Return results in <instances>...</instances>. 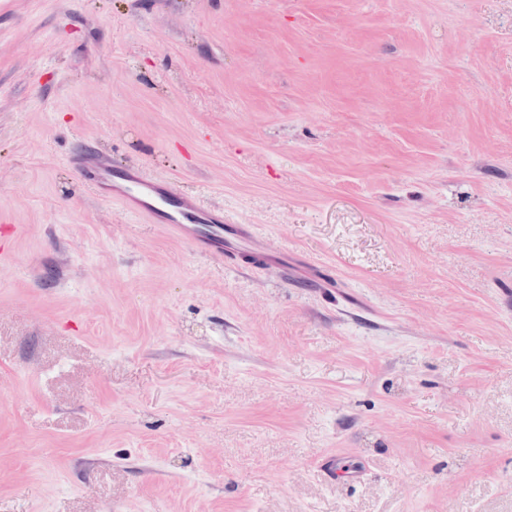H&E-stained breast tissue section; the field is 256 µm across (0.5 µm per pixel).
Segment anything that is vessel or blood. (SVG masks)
Here are the masks:
<instances>
[{
    "label": "vessel or blood",
    "instance_id": "b4317fda",
    "mask_svg": "<svg viewBox=\"0 0 512 512\" xmlns=\"http://www.w3.org/2000/svg\"><path fill=\"white\" fill-rule=\"evenodd\" d=\"M71 161L95 195L164 225L198 254L218 256L232 265L255 256L270 266H288L287 254L263 253L254 225L234 223L197 198L173 193L167 184L145 177L142 171L113 165L106 153L87 147L74 154Z\"/></svg>",
    "mask_w": 512,
    "mask_h": 512
}]
</instances>
